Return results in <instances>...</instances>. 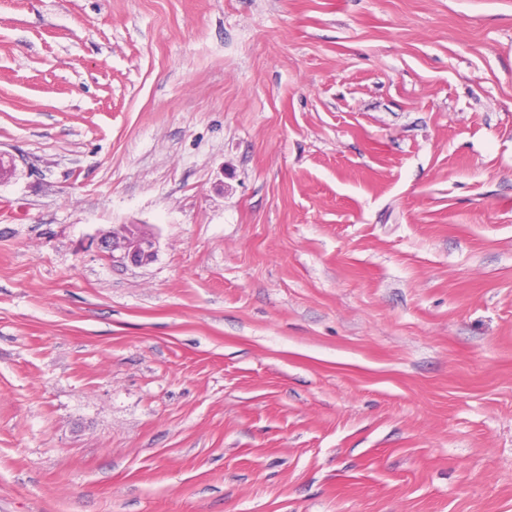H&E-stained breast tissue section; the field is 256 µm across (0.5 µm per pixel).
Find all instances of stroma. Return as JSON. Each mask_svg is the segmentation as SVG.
<instances>
[{
    "label": "stroma",
    "instance_id": "obj_1",
    "mask_svg": "<svg viewBox=\"0 0 512 512\" xmlns=\"http://www.w3.org/2000/svg\"><path fill=\"white\" fill-rule=\"evenodd\" d=\"M0 151V512H512V0H0ZM97 245L102 255L112 263L143 265L151 262L156 253V238L130 227L101 233Z\"/></svg>",
    "mask_w": 512,
    "mask_h": 512
}]
</instances>
